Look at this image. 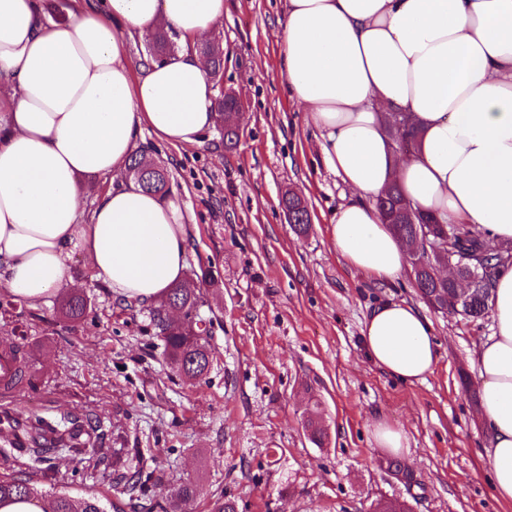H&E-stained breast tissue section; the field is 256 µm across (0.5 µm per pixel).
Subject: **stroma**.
Listing matches in <instances>:
<instances>
[{"label":"stroma","mask_w":512,"mask_h":512,"mask_svg":"<svg viewBox=\"0 0 512 512\" xmlns=\"http://www.w3.org/2000/svg\"><path fill=\"white\" fill-rule=\"evenodd\" d=\"M283 0H224L212 40L224 48V88L243 100L240 138L224 147L220 127L195 146L143 133L139 149L164 164L169 194L193 218L186 280L199 288L214 349L203 380L168 365L147 311L115 299L74 252L70 274L92 301L79 323L61 319L56 297L11 301L0 317V350L23 347L31 382L12 404L23 419L77 409L94 444L48 449L51 471L25 452L16 477H48L75 497L95 495L124 512H369L379 499L413 512H512L482 455L487 428L473 393L476 362L492 318L445 315L419 296L409 272L380 282L336 253L329 226L353 194L327 167L319 134L289 98L276 32ZM306 200L311 229L297 235L280 207L286 189ZM403 301L432 323L439 362L409 385L377 368L363 349L370 311ZM319 407L326 438L304 427ZM403 428L400 456L378 448L375 422ZM399 459L405 483L389 470ZM141 471L140 492L123 494ZM195 499L175 503L179 484Z\"/></svg>","instance_id":"obj_1"}]
</instances>
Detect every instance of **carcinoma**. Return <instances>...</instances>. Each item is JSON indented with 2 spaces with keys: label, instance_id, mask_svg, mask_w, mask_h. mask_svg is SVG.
I'll return each mask as SVG.
<instances>
[{
  "label": "carcinoma",
  "instance_id": "carcinoma-1",
  "mask_svg": "<svg viewBox=\"0 0 512 512\" xmlns=\"http://www.w3.org/2000/svg\"><path fill=\"white\" fill-rule=\"evenodd\" d=\"M211 66L224 64V48L219 42H210L200 48ZM395 139L416 140L417 129L409 117L400 116V125L388 127ZM151 158L147 154L132 157L129 168L146 171L138 182L157 194L167 193V181L148 171ZM410 205L397 185H392L384 195L375 201L383 217L390 218L396 212ZM282 207L288 209V219L294 231L305 234L310 228L307 206L301 198L285 194ZM427 226L445 235L444 247L438 251L424 252L418 262L412 264L415 288L420 296L438 311L450 315H463L473 320L484 317L489 310V297L494 279L499 273V260L503 254L512 257V252H487L484 242L475 227L469 224H439L433 215L417 211L413 216H404L391 225L394 233L410 249L417 247L419 230ZM201 304L200 292L186 283H177L168 289L162 300L150 309V321L156 335L163 338L166 359L177 372L189 379H200L208 374L213 360V348L209 337L195 333L198 310ZM91 309L88 296L68 293L57 303L56 312L68 321H81ZM311 440L319 445L324 437L321 413L313 407L306 419ZM39 493V482L32 479L0 477V504L14 501H33ZM44 495L52 499V512H119L115 504L105 507L102 500L91 496L76 499L63 486L49 485Z\"/></svg>",
  "mask_w": 512,
  "mask_h": 512
}]
</instances>
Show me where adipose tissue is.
Wrapping results in <instances>:
<instances>
[{
  "instance_id": "adipose-tissue-1",
  "label": "adipose tissue",
  "mask_w": 512,
  "mask_h": 512,
  "mask_svg": "<svg viewBox=\"0 0 512 512\" xmlns=\"http://www.w3.org/2000/svg\"><path fill=\"white\" fill-rule=\"evenodd\" d=\"M224 0H98L46 19L40 0H0V284L28 303L70 286L82 252L117 298L158 300L181 281L189 216L177 198L135 182L92 210L78 183L127 168L143 132L173 146L214 125V90L198 39ZM169 27L182 48L133 77L125 41ZM288 93L320 132V149L356 196L330 226L338 254L379 281L396 279L406 246L374 206L398 185L444 224H473L512 244V0H284L278 31ZM409 114L418 146L386 132ZM493 332L477 350L485 457L512 503V266L490 296ZM367 357L406 384L439 355L429 319L406 302L375 307Z\"/></svg>"
}]
</instances>
